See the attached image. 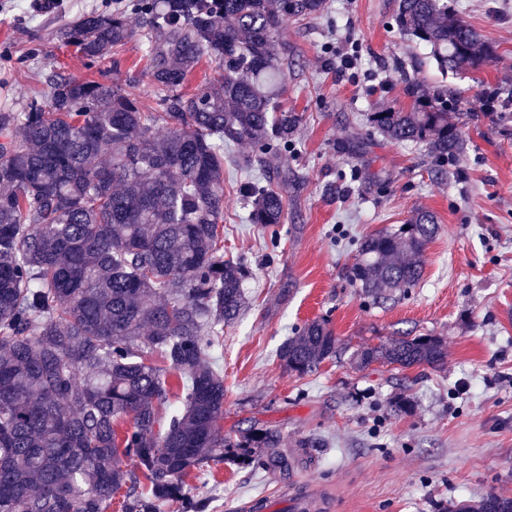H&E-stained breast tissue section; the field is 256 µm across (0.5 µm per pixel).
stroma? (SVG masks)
<instances>
[{
	"instance_id": "stroma-1",
	"label": "stroma",
	"mask_w": 512,
	"mask_h": 512,
	"mask_svg": "<svg viewBox=\"0 0 512 512\" xmlns=\"http://www.w3.org/2000/svg\"><path fill=\"white\" fill-rule=\"evenodd\" d=\"M448 2L498 50L481 71L441 77L394 26L398 0H326L322 14L289 21L277 38L288 49L280 102L301 123L288 156H267L265 166H234L253 154L250 144L224 150V255L249 271V306L211 355L224 376L220 431L234 441L250 429L275 432L278 461L259 466L225 449L185 480L205 512H245L259 495L263 512H295L300 475L329 495L331 512H439L491 490L512 496V0ZM114 6L58 0L42 11L33 0H0V110L45 102L56 66L152 102L139 16L128 15L136 36L110 62H89L53 37ZM409 77L445 92L454 111L480 113L462 126L454 156L391 142L369 123V113L411 107ZM250 177L282 186L283 224L250 223L236 191ZM419 208L439 223L423 275L395 300L375 302L350 279L356 242L399 228ZM313 320L333 331L339 353L301 376L277 351ZM425 335L446 342L444 368L351 361L360 347ZM400 396L409 411H394Z\"/></svg>"
}]
</instances>
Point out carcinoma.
Returning a JSON list of instances; mask_svg holds the SVG:
<instances>
[{
  "label": "carcinoma",
  "mask_w": 512,
  "mask_h": 512,
  "mask_svg": "<svg viewBox=\"0 0 512 512\" xmlns=\"http://www.w3.org/2000/svg\"><path fill=\"white\" fill-rule=\"evenodd\" d=\"M325 0H126L56 31L92 63L144 22L155 105L120 85L54 71L45 103L0 112V512H204L184 478L218 452L273 448V433L224 438V376L210 366L214 339L245 307L246 269L224 258V144L286 153L300 117L277 103L288 80L276 36ZM398 31L429 50L443 73L481 69L493 47L448 0H399ZM216 79L183 92L203 57ZM411 110L370 113L387 139L422 143L445 159L460 123L437 93L408 80ZM252 224L284 221L279 187L240 183ZM437 229L429 210L365 238L351 281L377 299L415 286ZM337 340L315 320L278 351L313 372ZM157 353L168 368L155 365ZM433 336L394 339L355 353L362 368L447 362ZM131 457L135 467H122ZM442 512H512L489 491Z\"/></svg>",
  "instance_id": "cac0c4a2"
}]
</instances>
